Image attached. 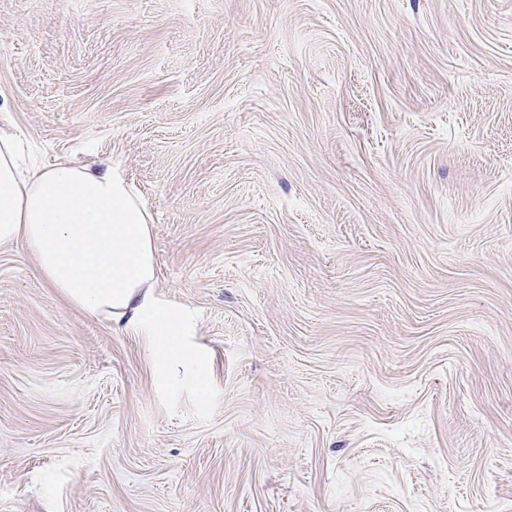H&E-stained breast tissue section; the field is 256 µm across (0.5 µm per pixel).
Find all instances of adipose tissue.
Returning <instances> with one entry per match:
<instances>
[{"label":"adipose tissue","mask_w":512,"mask_h":512,"mask_svg":"<svg viewBox=\"0 0 512 512\" xmlns=\"http://www.w3.org/2000/svg\"><path fill=\"white\" fill-rule=\"evenodd\" d=\"M18 154L17 137L0 133V243L23 242L40 277L84 311L146 326L157 373L187 372L205 390L206 355L154 301L150 217L125 179L65 161L23 168Z\"/></svg>","instance_id":"adipose-tissue-1"}]
</instances>
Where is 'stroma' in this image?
<instances>
[{
	"label": "stroma",
	"mask_w": 512,
	"mask_h": 512,
	"mask_svg": "<svg viewBox=\"0 0 512 512\" xmlns=\"http://www.w3.org/2000/svg\"><path fill=\"white\" fill-rule=\"evenodd\" d=\"M0 128L210 362L0 244V512H512V0H0Z\"/></svg>",
	"instance_id": "obj_1"
}]
</instances>
